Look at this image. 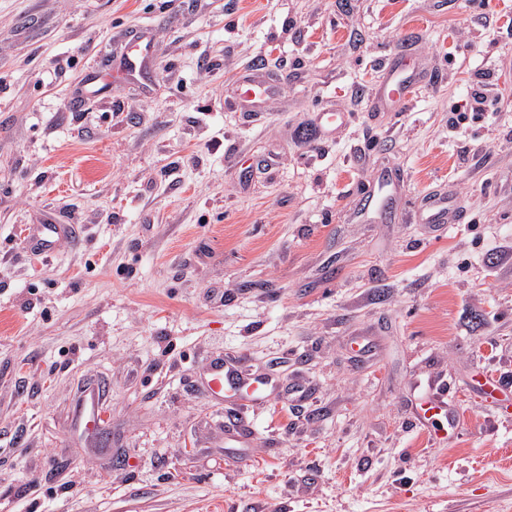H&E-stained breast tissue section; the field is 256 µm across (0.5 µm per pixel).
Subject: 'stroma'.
<instances>
[{"mask_svg":"<svg viewBox=\"0 0 512 512\" xmlns=\"http://www.w3.org/2000/svg\"><path fill=\"white\" fill-rule=\"evenodd\" d=\"M48 220L81 239L33 256ZM218 355L270 390L208 397ZM0 512H512V0H0ZM149 47L148 41L138 36L132 37L125 46V52L113 61L110 78H105V75L95 67H89L84 71L81 81L84 89L95 94L103 89L115 88L122 82L126 72L136 69L137 64L143 61L149 52ZM411 83V74L407 75L403 72L402 66L394 68V73L388 82L376 93L374 100L382 103L389 101L396 95L398 100L405 97ZM240 91L239 98L247 107H256L257 101L277 92L278 87L271 84L259 68H250L242 72L236 80ZM99 399L98 390H90L85 393L80 402L79 425H84L86 430L96 433L98 431L99 416L97 403Z\"/></svg>","mask_w":512,"mask_h":512,"instance_id":"stroma-1","label":"stroma"}]
</instances>
